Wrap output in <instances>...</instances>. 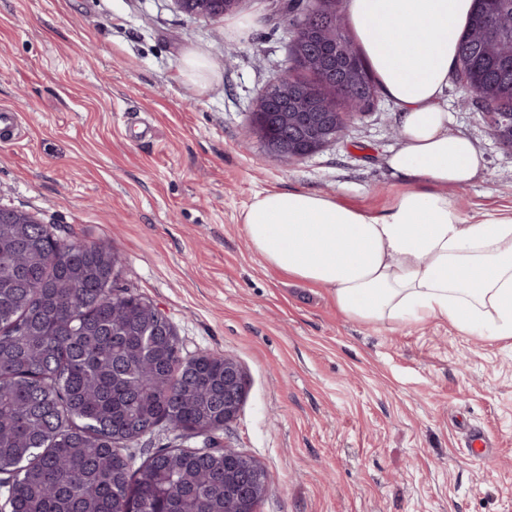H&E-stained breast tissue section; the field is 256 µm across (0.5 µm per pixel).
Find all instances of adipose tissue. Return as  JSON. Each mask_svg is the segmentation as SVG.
<instances>
[{"mask_svg": "<svg viewBox=\"0 0 512 512\" xmlns=\"http://www.w3.org/2000/svg\"><path fill=\"white\" fill-rule=\"evenodd\" d=\"M472 0H349V20L382 93L399 112L389 165L404 182L369 212L305 190L257 192L241 214L270 266L329 289L364 323L443 320L512 339V207L469 217L448 188L469 186L482 153L451 132L444 103Z\"/></svg>", "mask_w": 512, "mask_h": 512, "instance_id": "1", "label": "adipose tissue"}]
</instances>
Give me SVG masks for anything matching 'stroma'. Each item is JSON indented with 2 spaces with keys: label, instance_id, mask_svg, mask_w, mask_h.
<instances>
[{
  "label": "stroma",
  "instance_id": "obj_1",
  "mask_svg": "<svg viewBox=\"0 0 512 512\" xmlns=\"http://www.w3.org/2000/svg\"><path fill=\"white\" fill-rule=\"evenodd\" d=\"M269 13L270 0L218 20L172 0H0V106L22 125L0 142V204L114 246L119 287L154 302L183 356L239 362L245 397L221 440L264 469L257 512H512V343L439 320H353L247 245L241 213L258 191L380 211L400 186L383 96L311 156L266 153L251 110L289 51ZM235 22L245 34H229ZM190 50L217 68L206 90L179 74ZM460 98L449 85L451 129L485 169L448 194L468 215L512 205V147Z\"/></svg>",
  "mask_w": 512,
  "mask_h": 512
}]
</instances>
